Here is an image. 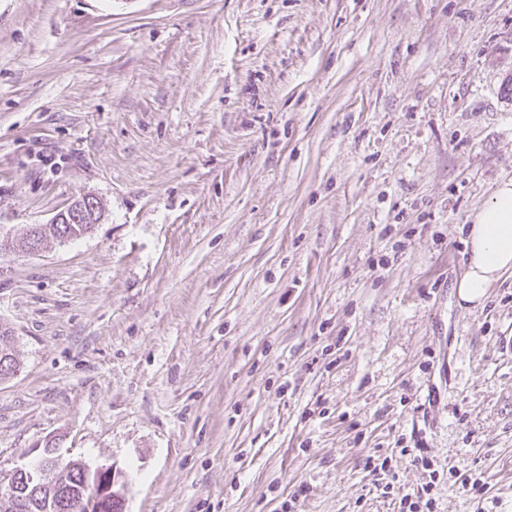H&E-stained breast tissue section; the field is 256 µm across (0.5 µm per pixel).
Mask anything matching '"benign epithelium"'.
Wrapping results in <instances>:
<instances>
[{
  "label": "benign epithelium",
  "mask_w": 512,
  "mask_h": 512,
  "mask_svg": "<svg viewBox=\"0 0 512 512\" xmlns=\"http://www.w3.org/2000/svg\"><path fill=\"white\" fill-rule=\"evenodd\" d=\"M100 212L98 200L93 196H85L71 211V223L89 224ZM73 467L79 471L82 481L90 485L91 491L75 496L70 493L68 486L56 482L58 471ZM8 480L48 490V499L52 500L55 512H101L109 502H125L126 484L113 465L102 464L92 468L80 460H70L63 464L49 441L36 464L15 465L8 474Z\"/></svg>",
  "instance_id": "benign-epithelium-1"
}]
</instances>
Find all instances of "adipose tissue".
Returning <instances> with one entry per match:
<instances>
[{"label":"adipose tissue","mask_w":512,"mask_h":512,"mask_svg":"<svg viewBox=\"0 0 512 512\" xmlns=\"http://www.w3.org/2000/svg\"><path fill=\"white\" fill-rule=\"evenodd\" d=\"M466 271L456 284L461 302L478 305L500 275L512 270V180L501 183L471 217Z\"/></svg>","instance_id":"adipose-tissue-1"}]
</instances>
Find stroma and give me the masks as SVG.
<instances>
[{
	"label": "stroma",
	"instance_id": "1",
	"mask_svg": "<svg viewBox=\"0 0 512 512\" xmlns=\"http://www.w3.org/2000/svg\"><path fill=\"white\" fill-rule=\"evenodd\" d=\"M511 81L512 0H0V235L102 206L0 252V476L52 440L126 512H512V272L454 288ZM101 212L98 200L93 196H85L79 200L77 207H73L70 214L71 224H59L61 216H55L50 224H31L39 233L37 239L39 247L49 239L60 240L61 235H68L77 239L87 234L95 224L91 223ZM55 224H58L55 226ZM28 228V229H29ZM61 241V240H60ZM429 488L423 487L421 491L413 494H405L400 499V512H432L434 500L429 496Z\"/></svg>",
	"mask_w": 512,
	"mask_h": 512
}]
</instances>
